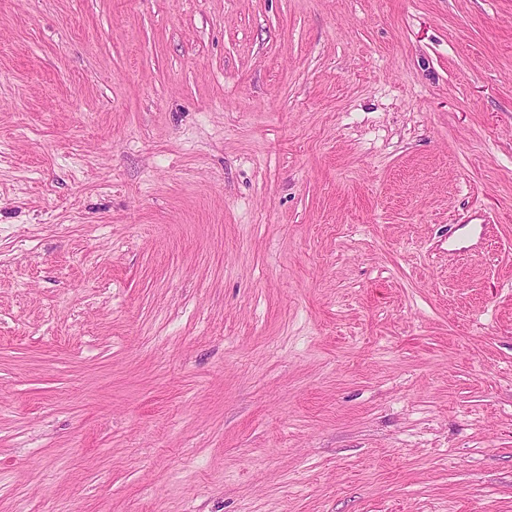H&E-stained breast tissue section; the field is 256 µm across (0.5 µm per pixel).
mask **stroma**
I'll return each instance as SVG.
<instances>
[{"mask_svg":"<svg viewBox=\"0 0 512 512\" xmlns=\"http://www.w3.org/2000/svg\"><path fill=\"white\" fill-rule=\"evenodd\" d=\"M0 512H512V0H0Z\"/></svg>","mask_w":512,"mask_h":512,"instance_id":"1","label":"stroma"}]
</instances>
